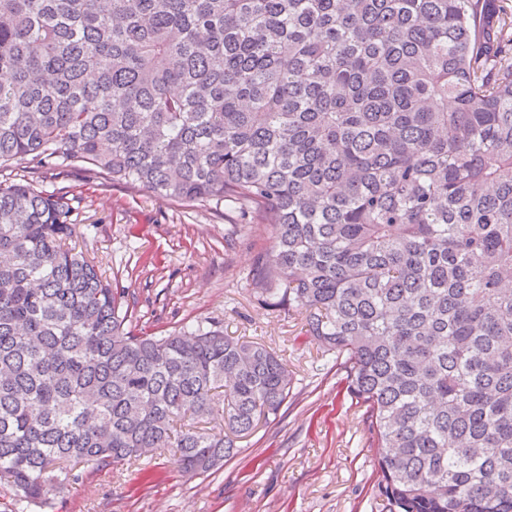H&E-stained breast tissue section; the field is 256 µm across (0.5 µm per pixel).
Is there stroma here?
<instances>
[{
  "label": "stroma",
  "instance_id": "35a3bbf8",
  "mask_svg": "<svg viewBox=\"0 0 512 512\" xmlns=\"http://www.w3.org/2000/svg\"><path fill=\"white\" fill-rule=\"evenodd\" d=\"M12 176L66 193L73 241L123 291L130 330L181 331L203 324L274 349L292 387L275 422L258 423L239 452L204 476L182 472L173 454L151 451L124 465L74 469L53 485L48 506L24 508L0 482V512H382L376 494L378 448L366 407L345 389L344 371L305 334L302 313L266 307L250 287L265 231L236 209L178 205L74 168Z\"/></svg>",
  "mask_w": 512,
  "mask_h": 512
}]
</instances>
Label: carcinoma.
I'll return each instance as SVG.
<instances>
[{
    "mask_svg": "<svg viewBox=\"0 0 512 512\" xmlns=\"http://www.w3.org/2000/svg\"><path fill=\"white\" fill-rule=\"evenodd\" d=\"M24 161L251 215L252 291L342 359L386 512H512L496 0H0V173ZM72 212L0 178V474L29 507L72 461L172 448L207 474L291 390L262 345L127 330Z\"/></svg>",
    "mask_w": 512,
    "mask_h": 512,
    "instance_id": "cac0c4a2",
    "label": "carcinoma"
}]
</instances>
